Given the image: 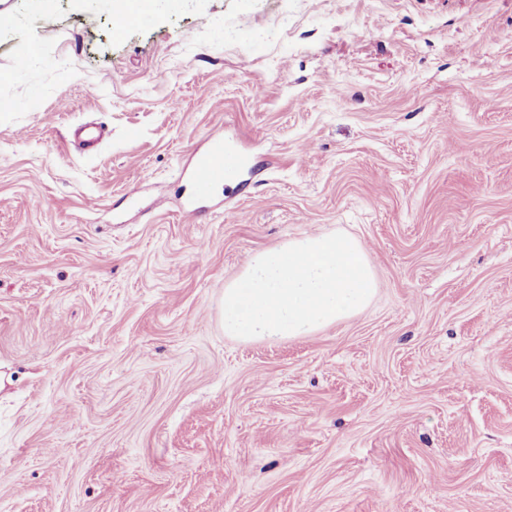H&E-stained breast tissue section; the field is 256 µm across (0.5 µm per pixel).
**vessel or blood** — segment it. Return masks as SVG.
<instances>
[{"label": "vessel or blood", "instance_id": "obj_1", "mask_svg": "<svg viewBox=\"0 0 512 512\" xmlns=\"http://www.w3.org/2000/svg\"><path fill=\"white\" fill-rule=\"evenodd\" d=\"M243 166L244 159L237 150L226 146L223 138H211L187 170L196 198H206L211 190L235 182Z\"/></svg>", "mask_w": 512, "mask_h": 512}]
</instances>
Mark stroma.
<instances>
[{
	"instance_id": "35a3bbf8",
	"label": "stroma",
	"mask_w": 512,
	"mask_h": 512,
	"mask_svg": "<svg viewBox=\"0 0 512 512\" xmlns=\"http://www.w3.org/2000/svg\"><path fill=\"white\" fill-rule=\"evenodd\" d=\"M0 12V512H512V0ZM213 136L247 165L186 211ZM317 233L371 306L226 336Z\"/></svg>"
}]
</instances>
